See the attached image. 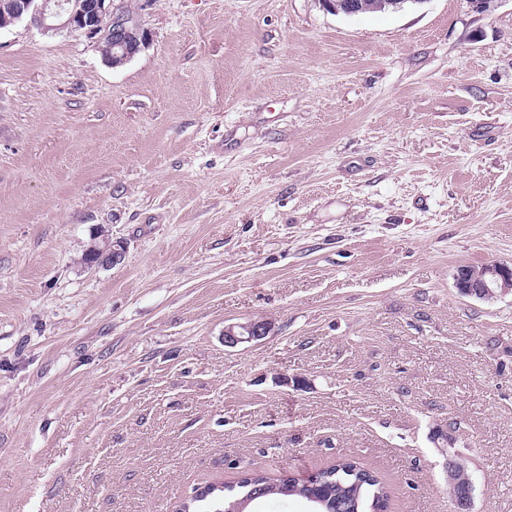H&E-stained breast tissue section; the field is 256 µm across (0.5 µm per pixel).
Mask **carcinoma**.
<instances>
[{
  "mask_svg": "<svg viewBox=\"0 0 512 512\" xmlns=\"http://www.w3.org/2000/svg\"><path fill=\"white\" fill-rule=\"evenodd\" d=\"M260 486L266 497L298 496L303 499L318 492L329 512H387L391 487L377 472L352 458H341L319 469L314 480L299 482L288 475L271 476L255 470L224 484L208 482L195 490V496L179 505L181 512H230L231 503Z\"/></svg>",
  "mask_w": 512,
  "mask_h": 512,
  "instance_id": "1",
  "label": "carcinoma"
}]
</instances>
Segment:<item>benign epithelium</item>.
<instances>
[{
    "label": "benign epithelium",
    "mask_w": 512,
    "mask_h": 512,
    "mask_svg": "<svg viewBox=\"0 0 512 512\" xmlns=\"http://www.w3.org/2000/svg\"><path fill=\"white\" fill-rule=\"evenodd\" d=\"M322 7L334 14L357 15L376 9L370 0H318ZM29 19L44 33L62 30L79 33L101 43L108 39L115 52L105 53L106 59L117 67L138 54L148 43L147 31L127 11L123 0H84L77 6L70 0H0V30ZM86 266L93 267L118 263L123 256L119 242L109 239L102 245H94L87 252ZM458 291L469 297L493 300L512 293V267L489 262L473 270L468 265L458 268L455 275ZM271 331V324L264 321H248L224 327V346L234 348L241 343L260 340ZM448 485L456 488L460 476L466 475L467 483L462 491L452 497L450 512H471L474 481L466 462L457 454H446Z\"/></svg>",
    "instance_id": "1"
}]
</instances>
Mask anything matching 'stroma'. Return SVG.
I'll use <instances>...</instances> for the list:
<instances>
[{"instance_id": "35a3bbf8", "label": "stroma", "mask_w": 512, "mask_h": 512, "mask_svg": "<svg viewBox=\"0 0 512 512\" xmlns=\"http://www.w3.org/2000/svg\"><path fill=\"white\" fill-rule=\"evenodd\" d=\"M125 2L150 44L119 67L0 31V512L344 456L448 512L442 430L472 512H512V293L455 286L512 266V0ZM370 1L372 0H318L325 10L334 14L346 15L367 14L376 8H385L386 5L398 10L405 2H411V0H385L386 2L378 7ZM103 242L105 243L103 245ZM102 245H94L88 250V261L86 256L82 258V262H86L84 265L87 267L117 264L123 256V248L120 242H112V240H103ZM455 286L464 296L493 300L512 293V267L498 262H489L482 264L477 271L464 265L457 270ZM271 331V323L264 321H248L228 325L224 328L225 347L234 348L241 343L260 340Z\"/></svg>"}]
</instances>
